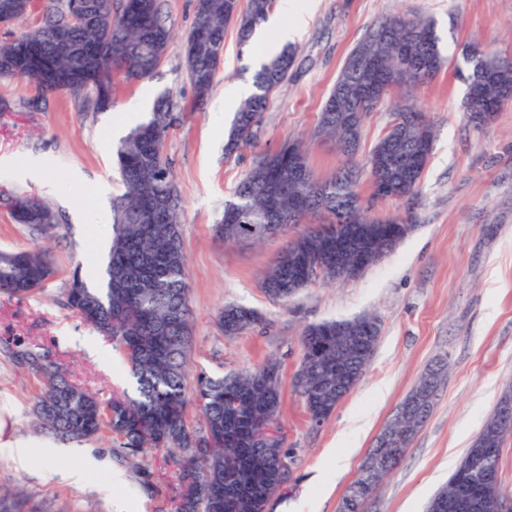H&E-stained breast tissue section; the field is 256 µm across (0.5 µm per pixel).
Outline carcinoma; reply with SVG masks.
Returning <instances> with one entry per match:
<instances>
[{
    "label": "carcinoma",
    "mask_w": 512,
    "mask_h": 512,
    "mask_svg": "<svg viewBox=\"0 0 512 512\" xmlns=\"http://www.w3.org/2000/svg\"><path fill=\"white\" fill-rule=\"evenodd\" d=\"M229 0H197L196 19L187 34L183 62L193 88V103L204 105L218 74L224 34L236 30L241 44L248 43L256 26L266 20L276 0H247L232 18ZM101 21L92 26L76 17L84 0H34L13 16L26 15L35 23L0 40V77L38 80L26 59L14 52L28 46L42 65L77 75L88 58L96 59L91 78L66 85L39 80L47 92L83 91L94 94L97 110L112 108V89L119 82H135L154 75L167 57L173 30L164 13L163 0H98ZM427 46L431 63L420 62L407 76L393 81L391 90L410 91L436 76L446 64L434 24L425 18H390L372 29L353 52L376 59L379 70L390 78L401 55L399 39L404 25ZM68 39L59 40L61 30ZM295 52L285 47L263 64L255 76V92L241 102L225 147L232 155L254 139L267 108L269 93L288 76ZM494 78L467 75L466 111L476 112L497 98L499 88L512 86V64L489 54ZM362 74L342 68L320 112L315 135L333 142L347 158L334 178L320 180L309 166L301 142L286 143L260 156L237 185L214 227L218 239L237 243L251 238L261 243L305 224L321 214L343 215L360 234L368 224L398 223L372 212L377 199L401 200L417 190L420 178L396 189L363 200L360 171L375 182L374 160L392 152L406 153L423 137L433 141L431 123L401 131L387 129L370 150L363 167L355 158L361 139L348 146L343 129L362 131L372 107L357 105ZM176 104L159 97L150 117L132 127L116 147V163L124 193L112 200L111 246L105 278L97 287L83 279L80 267L70 273L66 306L112 340L131 369L132 391L107 400L73 383L63 365L38 346H20L16 360L40 377L42 391L34 405L37 431L81 442L106 432L119 439L124 454L162 450L175 469L179 496L175 512H266L278 484L286 479L287 455L280 423V377L269 378L273 362L262 367L222 376L197 374L189 381L188 361L193 346V311L187 260L179 220L182 200L164 154L165 138L176 121ZM12 217L37 234H50L58 215L42 200L28 195L11 199ZM321 231L310 227L290 239L262 281L264 293L276 302L288 303L293 295L284 285L296 254L318 251ZM56 274L43 250H0V291L15 297L32 296ZM226 336H236L261 322L249 308L226 305L218 316ZM356 320L324 321L309 325L301 337L303 387L296 388L311 424L332 415L341 399L336 384L355 372L364 375L379 339V327L367 337L364 349L352 347ZM198 408L201 422L187 421L188 406ZM512 428L504 429L492 418L467 448L456 477L465 468L499 472L500 454ZM476 448H493L490 457L474 455ZM504 493L495 481L482 498L479 512H496V498ZM26 500L15 492L0 495V512H25Z\"/></svg>",
    "instance_id": "obj_1"
}]
</instances>
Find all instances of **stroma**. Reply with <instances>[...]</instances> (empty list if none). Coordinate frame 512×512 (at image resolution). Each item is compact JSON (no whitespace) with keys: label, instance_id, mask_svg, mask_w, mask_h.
Masks as SVG:
<instances>
[{"label":"stroma","instance_id":"1","mask_svg":"<svg viewBox=\"0 0 512 512\" xmlns=\"http://www.w3.org/2000/svg\"><path fill=\"white\" fill-rule=\"evenodd\" d=\"M309 8L294 40V65L269 95L254 141L233 155L224 144L234 115L224 101L225 84L252 78L258 47L240 44L227 28L224 54L205 108L189 111L192 87L179 41L192 29L196 0H164L177 37L149 79L120 85L112 108L94 111L87 95L46 93L36 81L0 77V249L48 250L58 273L41 293H0V439L28 440L30 464L19 468L0 453V494L23 491L30 512H160L175 481L162 452L123 457L110 438L87 441L106 471L75 485L47 477L45 435L34 428L38 377L13 357L15 342L40 346L72 378L100 397L130 390L129 369L105 336L66 305L74 266L103 263L96 237H108L113 197L124 191L113 159L119 138L112 120L139 97L168 93L181 112L164 151L182 197L183 248L194 317L191 374L219 375L277 362L282 383L280 419L288 474L268 512H337L359 468L397 406L422 375L440 370L441 382L428 418L416 432L403 463L381 483L372 512H422L452 473L512 380V104L484 131H475L464 110L467 84L458 68L462 50L479 42L512 59V0H288L276 13L292 20ZM401 16L431 19L447 58L445 69L410 93H392L365 119L357 163H364L397 106L425 112L435 139L419 191L412 199L381 201L379 217H408L411 228L393 252L359 278L315 281L289 303L272 301L261 283L287 241L225 244L213 236L225 200L255 160L282 143L307 148L315 176L332 178L344 158L314 135L322 104L346 56L378 22ZM26 193L60 215L53 236L36 237L10 214L7 198ZM95 204L89 224L74 210ZM234 303L264 321L237 336H224L216 315ZM374 318L380 338L357 388L318 428L311 427L294 387L307 324ZM368 421L353 435V417ZM353 454L344 471L335 460ZM111 483L110 493L100 486Z\"/></svg>","mask_w":512,"mask_h":512}]
</instances>
